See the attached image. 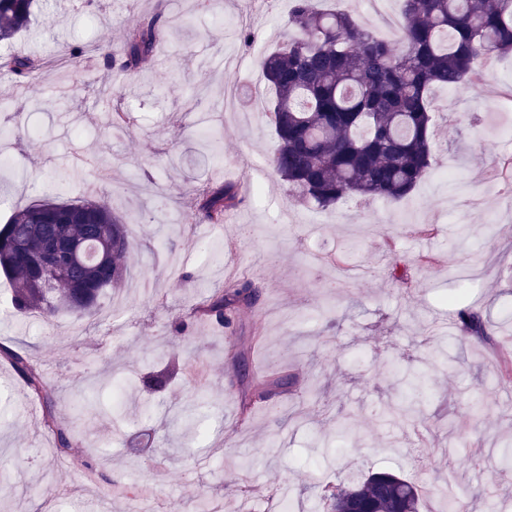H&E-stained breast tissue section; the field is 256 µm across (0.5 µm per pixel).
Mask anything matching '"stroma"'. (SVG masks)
Instances as JSON below:
<instances>
[{"label": "stroma", "mask_w": 512, "mask_h": 512, "mask_svg": "<svg viewBox=\"0 0 512 512\" xmlns=\"http://www.w3.org/2000/svg\"><path fill=\"white\" fill-rule=\"evenodd\" d=\"M260 2L215 0L203 14L195 0H59L0 45V55L48 61L23 86L0 72V100L41 130L0 139L15 164L0 171V225L52 194L65 164L66 199L106 203L135 244L125 286L92 322L13 321L0 277V337L38 363L60 416L81 379L112 377L94 396L104 416L77 425L99 450L105 478L92 481L57 455L40 404L0 360V512H93L111 480L127 489L112 512L133 502L174 512L204 495L221 512H278L283 483L293 512H326L314 482L338 486L378 470L428 489L452 482L469 512H484L494 492L499 512H512V486L498 471L503 446L512 447V388L498 384L495 356L453 321L459 305L478 307L512 346V170L502 166L512 155V54L492 60L478 86L434 92L437 164L412 197L300 204L271 168L251 167L276 148L259 60L284 39L291 7L278 0L267 15ZM154 16L166 34L145 80L65 53L104 45L120 54L127 30ZM245 24L255 33L249 48L238 38ZM113 109L129 112L124 131L106 128ZM206 183L244 194L225 223L187 217L190 191ZM416 224L431 235L414 234ZM423 254L435 263L420 265ZM244 273L259 287L256 304L230 327L197 323L178 339L176 318ZM244 341L256 344L252 368L279 364L298 379L274 396L275 412L243 422L228 388ZM178 342L188 376L133 389ZM393 363L424 374L430 395L388 429L378 416L399 399ZM302 404L304 423L293 419ZM349 416L352 429L333 436Z\"/></svg>", "instance_id": "obj_1"}]
</instances>
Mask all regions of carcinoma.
Instances as JSON below:
<instances>
[{
	"label": "carcinoma",
	"mask_w": 512,
	"mask_h": 512,
	"mask_svg": "<svg viewBox=\"0 0 512 512\" xmlns=\"http://www.w3.org/2000/svg\"><path fill=\"white\" fill-rule=\"evenodd\" d=\"M35 0H0V43L10 44L30 25ZM288 27L293 34L260 62L262 79L274 92L267 111L277 139L269 163L303 202L330 207L347 196L369 201H400L428 176L434 163L431 97L438 86L460 88L482 81L486 62L512 52V0H405L399 38L377 37L345 10H326L319 0H292ZM163 32L151 20L127 32L121 67L141 74L154 58ZM42 66L22 54L0 57V71L24 84ZM243 201L235 185H203L193 190L191 217L222 224ZM76 251L60 261L65 273L55 293L37 287L35 262L55 241ZM126 224L108 206L95 201L44 198L13 212L0 226V275L12 286L13 313L49 321L61 311L79 320L97 319L108 288L124 283L130 255ZM254 284L243 276L232 287L202 298L193 308L196 321L225 326L252 305ZM461 337L495 346L482 312L472 306L455 312ZM0 358L12 366L26 393L44 407L43 425L56 437V452L71 456L82 436L72 422L57 416L54 392L40 367L25 351L0 342ZM399 402L380 414L384 423L409 416L416 397L428 392L415 372L397 373ZM290 376L271 374L241 390L240 416L268 406L286 390ZM94 449L73 464L91 478L121 489L98 473ZM327 512H421L418 485L381 471L341 487L324 486Z\"/></svg>",
	"instance_id": "obj_1"
}]
</instances>
